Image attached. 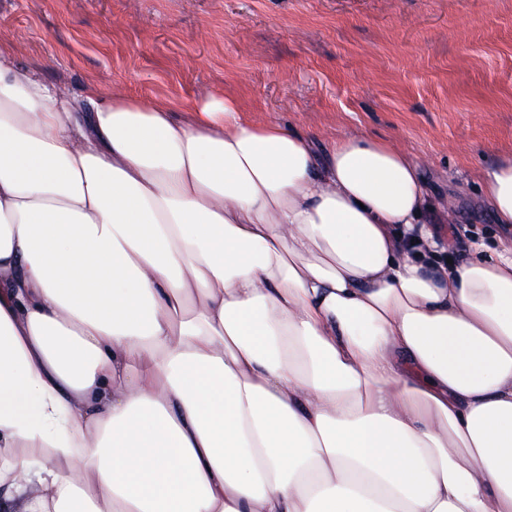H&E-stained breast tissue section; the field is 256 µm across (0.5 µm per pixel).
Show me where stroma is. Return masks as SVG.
Listing matches in <instances>:
<instances>
[{
  "label": "stroma",
  "mask_w": 512,
  "mask_h": 512,
  "mask_svg": "<svg viewBox=\"0 0 512 512\" xmlns=\"http://www.w3.org/2000/svg\"><path fill=\"white\" fill-rule=\"evenodd\" d=\"M0 43L78 95L236 97L311 135L364 131L420 164L455 261L505 239L481 176L512 156V0H0Z\"/></svg>",
  "instance_id": "35a3bbf8"
}]
</instances>
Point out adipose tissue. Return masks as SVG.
Listing matches in <instances>:
<instances>
[{
	"label": "adipose tissue",
	"mask_w": 512,
	"mask_h": 512,
	"mask_svg": "<svg viewBox=\"0 0 512 512\" xmlns=\"http://www.w3.org/2000/svg\"><path fill=\"white\" fill-rule=\"evenodd\" d=\"M484 201L512 227V160ZM418 162L0 44V512H512V244Z\"/></svg>",
	"instance_id": "adipose-tissue-1"
}]
</instances>
